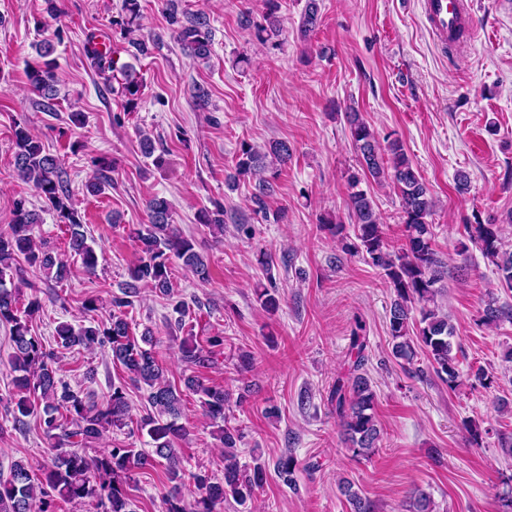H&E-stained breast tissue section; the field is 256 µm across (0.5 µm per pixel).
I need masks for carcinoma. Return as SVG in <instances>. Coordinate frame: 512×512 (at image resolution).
Returning <instances> with one entry per match:
<instances>
[{"mask_svg":"<svg viewBox=\"0 0 512 512\" xmlns=\"http://www.w3.org/2000/svg\"><path fill=\"white\" fill-rule=\"evenodd\" d=\"M277 10L278 0H265L262 21L253 20L247 13L242 24L253 30L257 39L267 41L281 31ZM139 18V0H123L121 14L112 20V24L130 31ZM318 20L319 0H307L299 26L301 36L310 37ZM169 25L183 49L193 57L202 60L210 57V21L205 14L180 16L173 11L169 14ZM86 58L90 67L100 74L116 70L114 51L92 38L87 42ZM121 71L124 75L121 94L126 107L132 110L138 105L141 82L132 77L127 67H122ZM27 78L42 98L43 108L54 110L59 82L55 61L47 59L43 65L29 68ZM345 119L360 171L347 177L348 216L354 238L344 242V252L360 256L381 270L392 289L388 320L391 356L411 373L418 353H423L435 375L453 389L460 379V371L453 354L455 328L449 322L448 314L435 305L445 271L432 245L433 225L428 218L433 214L435 202L430 189L398 140L388 139L386 144H381L367 120L354 109L345 113ZM13 144V166L17 175L33 184L47 208L69 227V249L78 256L87 272H94L98 256L88 243L81 216L73 207L67 181L62 177L57 160L21 123L15 124ZM270 155L285 164L292 156V149L286 141H275L265 151L243 141L236 154L234 174L228 176L232 184L246 176L256 180L251 197L253 212L264 219L267 218V198L271 191L270 178L265 176L269 171L267 157ZM93 165L94 175L87 188L98 194L111 181L110 173L115 171L117 162L100 157L93 159ZM367 178L389 181L398 192L405 224V244L398 250L390 248L372 196L361 188L362 181ZM171 218L168 201L155 197L148 203V223L131 231L139 257L129 268V280L122 284L121 295L112 297V306L119 312L112 315L109 323L74 326L62 322L56 327L60 347L90 349L107 345L112 361L124 368L127 379L112 383L108 397L95 403L58 376L53 353L32 334L31 323L42 308L43 289L66 281L71 268L36 237L40 214L29 208L24 198L14 202L10 232L0 233V322L11 325L13 351L9 363L16 373L15 392L5 400L0 398V403L13 414L17 424L25 423V418L33 415L39 417L44 434L52 440V456L39 475L21 461L11 464L9 475L0 478V512H54L57 500L82 503L87 499L96 502L100 512H134L130 495L134 474L157 466L165 469L172 483L167 512H215L216 506L229 496L244 503L266 481L267 466L259 458H254V465L249 469L240 465L236 458L234 450L244 435L241 429L224 424L227 404L224 388L209 386L199 376L190 375L183 379L184 386L199 396L202 411L216 427L215 436L224 447V473L221 478L201 469L190 474L196 496L187 501L182 495L181 449L176 447L187 435L181 422L184 416L182 393L164 376L155 356L153 332L147 328L140 336H134L128 321L120 313L121 309L133 305L142 287L170 295L174 259L181 261L199 280H209L206 257L197 250L194 239L183 236L172 226ZM197 221L224 231V206L216 202L211 209H201ZM463 237L465 242L461 243V252H466L470 243L477 247L496 266L501 285L512 291V252L504 250L497 225L465 224ZM21 258L24 259L22 263L19 262ZM29 268L41 274V282L27 277ZM20 288L31 291L27 304L22 307L17 294ZM415 310L419 312L417 318L412 315ZM505 320H512V306L489 298L482 309L480 323L496 326ZM207 343L205 347L191 336L183 339L179 347L181 360L204 366L213 349L224 345V337L211 336ZM365 350V337L353 332L352 364L346 378L337 380L329 394L348 449L354 456L363 458L374 454L381 438L375 415L376 392L364 370ZM129 382L148 387V407L137 421L133 420L127 398ZM133 422L137 423L138 430L147 431L153 442L151 452L128 446L93 447L107 429L121 430ZM297 468V459L290 452L281 454L274 463V472L288 486L294 483ZM339 490L351 512H371L369 502L354 490L352 482L342 481Z\"/></svg>","mask_w":512,"mask_h":512,"instance_id":"cac0c4a2","label":"carcinoma"}]
</instances>
